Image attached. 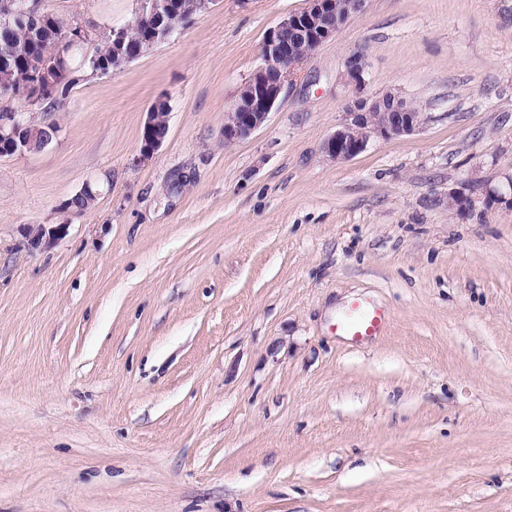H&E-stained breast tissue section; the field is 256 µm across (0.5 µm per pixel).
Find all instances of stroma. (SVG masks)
Masks as SVG:
<instances>
[{
    "label": "stroma",
    "instance_id": "35a3bbf8",
    "mask_svg": "<svg viewBox=\"0 0 512 512\" xmlns=\"http://www.w3.org/2000/svg\"><path fill=\"white\" fill-rule=\"evenodd\" d=\"M43 3L98 35L136 7ZM307 5L216 0L0 158V512H512V210L487 201L512 194V0H364L225 145ZM355 53L421 125L336 163ZM356 299L388 314L361 345L336 329ZM157 102V101H156ZM153 103L151 108L153 112H146V117L144 123L142 125V142L139 153V160H149L151 159L156 152L162 146L166 137H160L156 133V127L159 120V113L166 112L167 113V126L169 129V106L167 101L161 100V103ZM66 227L67 224H56L49 229L44 226L31 229L26 237L27 248L31 252L40 251L61 237L65 233Z\"/></svg>",
    "mask_w": 512,
    "mask_h": 512
}]
</instances>
